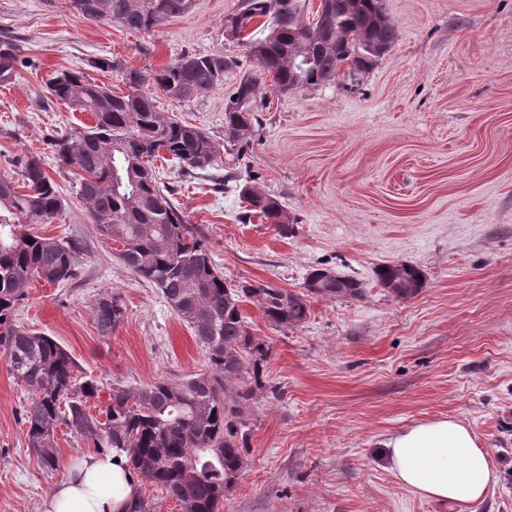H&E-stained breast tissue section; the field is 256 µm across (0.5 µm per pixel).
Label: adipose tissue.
I'll return each instance as SVG.
<instances>
[{
	"instance_id": "1",
	"label": "adipose tissue",
	"mask_w": 512,
	"mask_h": 512,
	"mask_svg": "<svg viewBox=\"0 0 512 512\" xmlns=\"http://www.w3.org/2000/svg\"><path fill=\"white\" fill-rule=\"evenodd\" d=\"M399 482L442 505L458 508L482 501L497 481L487 450L455 418L426 421L386 443ZM114 453L73 457L67 476L41 500L39 512H127L137 478Z\"/></svg>"
}]
</instances>
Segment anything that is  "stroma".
Instances as JSON below:
<instances>
[{
    "instance_id": "stroma-1",
    "label": "stroma",
    "mask_w": 512,
    "mask_h": 512,
    "mask_svg": "<svg viewBox=\"0 0 512 512\" xmlns=\"http://www.w3.org/2000/svg\"><path fill=\"white\" fill-rule=\"evenodd\" d=\"M240 0H191L188 11L149 32L96 22L70 0H0V52L22 66L0 80V174L20 179L37 155L64 200L39 234L75 242L77 275L34 282L15 322L53 336L108 388L143 387L207 371L206 353L154 287L119 260L59 162L54 136L94 117L48 98V80L82 72L114 92L119 73L94 60L150 71L185 53L235 61L221 86L184 102L156 95L158 111L224 141V104L239 75L257 72L224 19ZM397 40L355 80L282 93L263 85L253 132L224 154L239 184L276 196L292 233L251 218L237 192L212 190L155 161L189 223L199 225L227 281L304 291L327 268L361 280L365 293L309 298L298 329H271L256 305L244 312L269 345L274 392L248 412L246 465L223 512H450L397 480L382 447L412 426L453 417L489 452L498 480L463 512H512V0H384ZM418 266L424 287L397 300L378 267ZM121 324L98 335L92 307L107 293ZM27 394L0 357V512H38L42 498L92 442L59 428V468L44 471L25 442Z\"/></svg>"
}]
</instances>
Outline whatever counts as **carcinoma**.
I'll list each match as a JSON object with an SVG mask.
<instances>
[{"mask_svg":"<svg viewBox=\"0 0 512 512\" xmlns=\"http://www.w3.org/2000/svg\"><path fill=\"white\" fill-rule=\"evenodd\" d=\"M94 21L116 22L130 31H151L185 13L190 0H71ZM263 19L260 30L250 29ZM224 26L256 59L259 73L245 74L224 107L225 142L234 147L253 131L248 108L269 78L280 91L317 86L371 69L397 39L383 0H339L323 23L304 19L301 0H240ZM235 62L221 54H184L146 74L117 62L96 61L99 70L121 73L126 92L116 94L79 73L62 72L48 94L90 112L92 126L52 141L53 153L80 172L78 194L100 235L120 241L122 263L162 294L173 313L188 323L207 353L209 370L183 381L159 378L136 389L112 388L106 421L90 415L101 386L82 378L78 361L56 340L14 323L31 282H61L75 275L78 255L68 241L18 226L60 216L63 200L42 159L31 157L23 185L0 175V350L14 379L28 393L24 410L27 447L43 470H57V429L64 426L96 448L123 455L141 482L175 500L181 512H221L245 466L246 412L269 392L265 368L270 348L248 330L242 303L255 304L275 330H293L308 319V296L246 280L229 284L214 266L201 228L190 224L152 168L163 159L184 176L208 175L220 158L214 139L199 127L156 110L145 90L151 84L185 101L224 83ZM250 212L291 231L284 206L274 196L243 186ZM378 282L397 299L415 296L422 272L408 263L376 270ZM306 291L336 299L359 298L360 281L316 269ZM102 336L123 318L114 294L93 305Z\"/></svg>","mask_w":512,"mask_h":512,"instance_id":"obj_1","label":"carcinoma"}]
</instances>
